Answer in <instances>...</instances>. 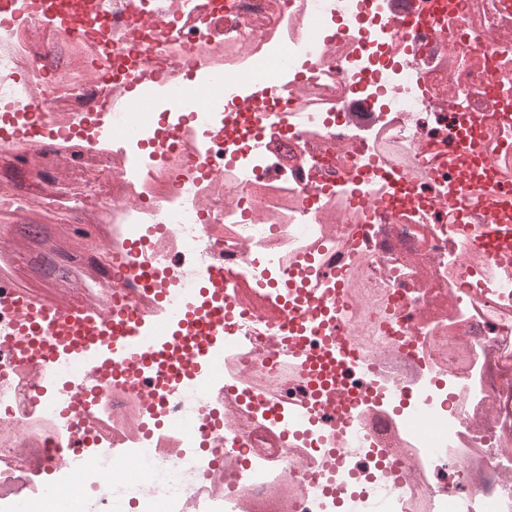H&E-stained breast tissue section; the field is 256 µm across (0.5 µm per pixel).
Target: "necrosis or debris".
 <instances>
[{"instance_id": "necrosis-or-debris-1", "label": "necrosis or debris", "mask_w": 512, "mask_h": 512, "mask_svg": "<svg viewBox=\"0 0 512 512\" xmlns=\"http://www.w3.org/2000/svg\"><path fill=\"white\" fill-rule=\"evenodd\" d=\"M12 2L0 226L65 225L60 256L105 247L78 287L58 288L0 234V499H38L52 464L71 471L55 512H73L87 483L69 455L96 437V463L132 501L176 498L183 512L204 499L323 512L335 448L354 469L337 486L353 512H512V0H79L81 27L47 21L40 0ZM133 40L149 54L129 57ZM273 62L293 83L241 97ZM205 69L224 76L225 111L203 96L199 124L125 137L129 85ZM112 100L127 109L104 140L96 121ZM218 276L232 312L223 392L157 403L125 368L90 377L87 396L59 388L71 418L40 405L19 322L45 307L148 320L160 296ZM316 295L320 329L291 328ZM336 335L363 365L340 377L339 405L289 363L293 345L317 356ZM372 374L396 404L364 399ZM275 404L306 410L312 433L283 434L263 416ZM196 442L224 451L204 474L186 462ZM132 443L144 454L108 458Z\"/></svg>"}]
</instances>
